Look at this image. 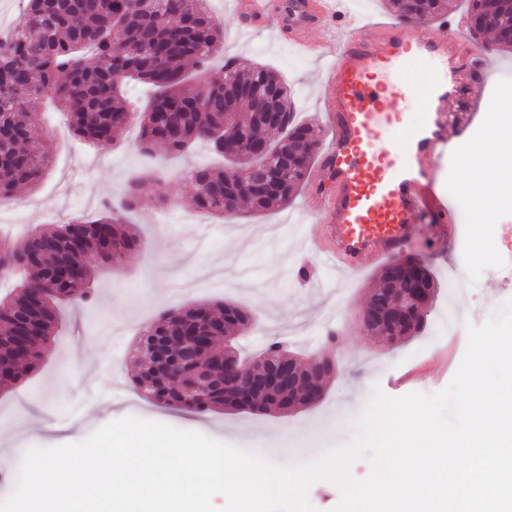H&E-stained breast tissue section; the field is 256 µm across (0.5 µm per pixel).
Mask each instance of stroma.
Returning a JSON list of instances; mask_svg holds the SVG:
<instances>
[{
    "label": "stroma",
    "mask_w": 512,
    "mask_h": 512,
    "mask_svg": "<svg viewBox=\"0 0 512 512\" xmlns=\"http://www.w3.org/2000/svg\"><path fill=\"white\" fill-rule=\"evenodd\" d=\"M210 2L224 23L225 56L277 70L288 86L297 120L325 127L318 105L323 65L285 40L282 16L259 25L243 12V0ZM138 138V127L131 125L111 143L91 146L76 140L58 114H49L43 133L49 173L38 187L13 197L15 210L0 218V237L16 240L46 224L101 215L147 164L136 151ZM303 203L299 195L283 209L261 214L245 210L219 218L196 212L191 191L180 179L161 186L144 183L140 204L130 216L143 246L128 253L119 269L96 275L91 303L63 309L41 369L29 380L0 390V500L14 492L31 448L79 442L124 417L197 431L273 462L292 464L348 443L374 388L392 397L445 389L465 354L467 324H483L512 299V274L497 271L495 262L479 251L457 258L442 243L438 225H420L404 252L432 265L440 282L439 298L424 335L385 345L367 335L359 320L380 264L341 282L313 252L324 226L304 212ZM213 268L224 271L221 289L204 285L176 292L178 281L203 278ZM224 301L244 307L254 318L235 341L242 355L257 353L273 340L302 356L332 352L337 373L320 403L286 413H198L166 407L138 391L132 382L138 370L133 348L142 327L171 308ZM451 311L463 328L439 340L436 330ZM329 328L339 331V345L325 342ZM83 347L107 362L106 376L72 377L67 356ZM24 413L35 420L26 433L12 437L9 429ZM46 421L53 423V430L43 429Z\"/></svg>",
    "instance_id": "obj_1"
}]
</instances>
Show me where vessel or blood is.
<instances>
[{
	"label": "vessel or blood",
	"mask_w": 512,
	"mask_h": 512,
	"mask_svg": "<svg viewBox=\"0 0 512 512\" xmlns=\"http://www.w3.org/2000/svg\"><path fill=\"white\" fill-rule=\"evenodd\" d=\"M347 0H294L288 14L290 43L327 59L318 103L329 143L315 168L304 207L320 213L325 235L321 262L343 277L400 258L416 225L437 224L458 239V226L439 190L447 151L464 155V141L448 138V98L472 94L483 79L482 56L446 19L428 20L427 31L383 17L355 16ZM323 27L319 40L302 38L303 27ZM430 73L424 89L409 79ZM419 99L425 127H410L390 100Z\"/></svg>",
	"instance_id": "1"
}]
</instances>
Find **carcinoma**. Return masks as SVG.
Instances as JSON below:
<instances>
[{"instance_id": "obj_1", "label": "carcinoma", "mask_w": 512, "mask_h": 512, "mask_svg": "<svg viewBox=\"0 0 512 512\" xmlns=\"http://www.w3.org/2000/svg\"><path fill=\"white\" fill-rule=\"evenodd\" d=\"M470 33L477 39L495 34L484 49H512V0H466ZM395 16L429 20L444 15L445 0H384ZM224 27L211 13L209 0H24L22 12L6 39L0 38V199L35 187L50 159L38 129L42 105L51 101L63 114L71 134L94 145L113 141L131 122L140 126L139 150L149 158L185 156L198 142L206 143L228 161L227 167H189L179 179L189 183L197 209L227 217L243 201L253 211L285 208L295 198L313 163L321 131L294 119L290 94L272 69L240 59L224 60L221 75H211L209 63L223 51ZM94 53L92 65L84 55ZM130 81L153 92L142 112L124 95ZM288 112L275 127L279 137L266 140L270 126L259 122L262 112ZM269 144L271 156L224 152L236 141ZM277 172L281 191L255 196L246 186ZM144 176L129 179L124 204L96 218L77 216L24 236L17 248L0 243V263L19 270V282L0 295V356L14 359L15 337L32 325L38 337L18 367L0 373V385L20 382L41 364L45 345L57 322L60 303L80 306L91 296L96 271L118 268L122 255L141 246L127 213L140 198ZM250 315L232 303L210 308L205 303L173 308L145 327L136 343L140 371L135 385L143 394L176 409L203 412L212 407L271 412L306 406L308 393L292 397L277 391L246 403L225 402L224 389L245 391L249 378L224 375V336L246 327ZM218 325L210 343L187 364L185 371H210L215 380L190 390L151 372L147 358L156 336H181L184 330L204 332Z\"/></svg>"}]
</instances>
